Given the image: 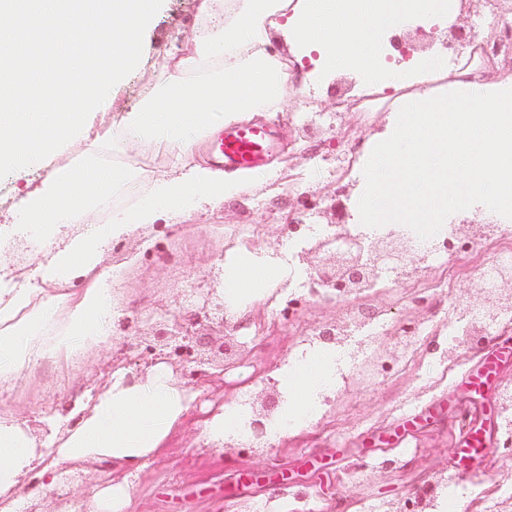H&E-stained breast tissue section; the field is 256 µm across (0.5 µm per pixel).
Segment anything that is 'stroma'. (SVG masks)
Wrapping results in <instances>:
<instances>
[{"instance_id":"35a3bbf8","label":"stroma","mask_w":512,"mask_h":512,"mask_svg":"<svg viewBox=\"0 0 512 512\" xmlns=\"http://www.w3.org/2000/svg\"><path fill=\"white\" fill-rule=\"evenodd\" d=\"M211 27L198 13L197 0H161L142 34L137 62L89 109V125L104 133L92 144L96 157L107 166L113 158H124L125 169L136 174L127 193L129 204L139 201L152 179L173 173L183 161L175 152L150 145L125 150L118 121L159 82L163 59L183 60L189 79L213 66L212 58L187 48ZM490 29V17L475 8L441 27L414 21L393 37L406 55L436 51L453 66L463 53L454 31L478 39ZM352 86V79L339 77L302 94L287 93L277 111L251 116V123L271 129L278 150L261 182L247 193L191 209L181 223L171 225L162 218L104 244L103 264L120 268V287L130 302L112 323L111 342L74 358L66 375L46 361L24 369L16 380L0 384V410L20 412L41 439H49L47 419L63 417L71 396L96 395L112 367L136 369L162 316L195 312L205 316L197 327L203 340L195 351L205 374L189 384L199 390V402L215 408L233 402L224 382L241 374L249 378L250 402L277 393L272 374L289 355L293 340L341 320L345 301L302 296L294 302L287 283L281 282L275 286L274 305L255 303L242 315L231 314L217 297L224 259L248 247L287 264L289 223L329 225L336 221L335 200L351 205L364 178L363 146L383 130L393 108L391 100L377 94L359 111L340 109ZM78 164L76 153L62 146L47 157L45 167L0 175V225L8 227L0 234V246L11 261L29 255L32 234L23 217L9 213L17 191L38 183L46 167ZM429 263L426 278L400 281L394 273L382 274L380 290L369 304L388 309L389 324L354 345L357 364L328 397L314 426L269 447L245 442L222 451L187 430L174 448L130 476L135 512H264L277 494L287 495L290 512H404L422 486L450 480L462 484L468 512H483L482 498L491 489L498 502L511 498L512 446H504L502 438L488 439L478 464L463 468L454 461L461 431L452 423L451 406L470 402L479 419L493 413L497 392L471 399L463 382L483 353L448 351V325L477 300L476 288L459 275L449 291H441L435 282L444 275L448 258L440 251ZM240 320L248 322V329L236 330ZM228 325L234 328L229 338L224 335ZM411 412L418 417L417 427L401 444L387 443ZM101 469L92 460L66 466L63 484L28 501L26 512H65L75 494L97 484ZM248 471L255 482L243 481ZM285 473L290 479L284 484L280 477Z\"/></svg>"}]
</instances>
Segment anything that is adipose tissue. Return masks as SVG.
<instances>
[{
    "label": "adipose tissue",
    "mask_w": 512,
    "mask_h": 512,
    "mask_svg": "<svg viewBox=\"0 0 512 512\" xmlns=\"http://www.w3.org/2000/svg\"><path fill=\"white\" fill-rule=\"evenodd\" d=\"M157 7V0H32L22 15L16 0H0V33L24 40L31 62L19 80L0 72V86L9 91V111L0 117L1 166L36 162L72 141L85 122V108L134 61ZM467 8L466 0H199L200 12L219 24L193 45L220 57V65L197 81L169 69L120 120L129 148L148 142L177 152L186 159L181 170L153 181L144 198L114 214L111 223L93 224L89 218L99 201L125 187L130 174L102 168L82 147L78 167L49 171L15 202L35 228L31 258L41 285L27 288L0 278V382L41 359L67 372L74 354L110 342L112 316L125 299L115 273L101 266V245L163 216L179 223L191 204L217 205L251 189L257 175L196 159L200 141L219 126L269 111L287 90L305 91L328 74H357V95L386 93L394 103L393 121L362 158L357 223L412 224L427 238L447 223L449 211H467L474 200L491 197L499 209H511L512 80L485 79L474 62L450 70L435 56L398 64L386 58L393 31L415 19L441 24ZM47 30L76 50L100 42L90 75L66 57L43 70L52 51L43 36ZM270 30L287 35L295 66L266 51ZM437 77L448 78L446 92L430 88ZM64 223L77 230L61 239L57 228ZM283 279L273 259L245 250L225 257L217 296L236 311L266 302L270 283ZM58 316L62 329L43 343L41 329ZM335 368L327 351L285 360L276 374L285 400L267 424L269 440L317 419L320 395L334 385ZM195 397L165 362L135 379L115 369L95 397L73 399L69 426L52 448L44 447L19 413L0 411V512H18L21 484L34 497L54 490L65 462L93 459L130 473L167 452L186 429L200 431L217 449L243 434L251 407L232 402L193 421ZM133 499L128 481L109 479L80 493L70 512H131Z\"/></svg>",
    "instance_id": "1"
}]
</instances>
